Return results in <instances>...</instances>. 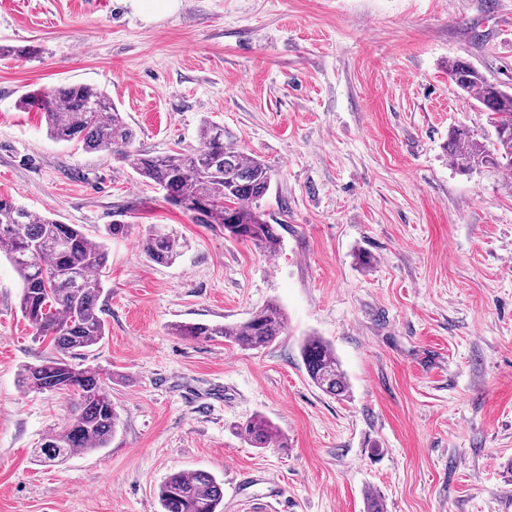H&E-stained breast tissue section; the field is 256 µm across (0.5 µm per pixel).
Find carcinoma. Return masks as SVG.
Returning <instances> with one entry per match:
<instances>
[{
  "instance_id": "1",
  "label": "carcinoma",
  "mask_w": 512,
  "mask_h": 512,
  "mask_svg": "<svg viewBox=\"0 0 512 512\" xmlns=\"http://www.w3.org/2000/svg\"><path fill=\"white\" fill-rule=\"evenodd\" d=\"M448 76L463 95L487 112L495 139H478L460 126L448 139L453 163L465 170L484 167L512 171V92L486 80L469 63L454 60ZM24 112L36 110L45 118L47 135L56 142L77 143L89 152L124 156L134 134L117 106L103 90L85 84L41 88L18 101ZM135 170L144 182L165 191L166 200L180 208L196 199L204 205L191 211L198 224H219L258 249L272 253L279 244L274 225L266 219L260 201L272 181V171L248 154L224 131L206 121L200 145L189 152L141 154ZM148 257L173 263L183 254L173 231L153 227L143 238ZM5 257L22 283L20 311L53 353L20 371L30 391H55L73 397L64 426L46 437L42 461L58 465L76 453H90L109 445L119 416L112 404L108 377L98 370L70 362L73 352L97 344L105 336L97 304L103 292L100 273L108 263V249L77 226L34 215L13 198L0 195V257ZM285 329V314L270 303L243 322L232 324L178 323L173 330L189 340L224 341L244 350L272 345ZM309 378L326 394L344 397L348 382L332 346L309 337L301 347ZM253 448H266L280 438L267 418L254 416L235 426ZM222 484L203 471L177 472L158 491L159 512H221Z\"/></svg>"
}]
</instances>
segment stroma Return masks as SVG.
Instances as JSON below:
<instances>
[{
  "label": "stroma",
  "mask_w": 512,
  "mask_h": 512,
  "mask_svg": "<svg viewBox=\"0 0 512 512\" xmlns=\"http://www.w3.org/2000/svg\"><path fill=\"white\" fill-rule=\"evenodd\" d=\"M1 43L41 53L0 58V193L105 239V335L74 362L111 374L119 426L106 448L39 462L71 399L21 387L51 349L1 259L0 512H159L163 481L196 470L222 482L224 512H365L370 494L385 512H512V173L460 171L446 150L461 125L494 136L448 64L512 88V0H178L156 18L0 0ZM71 83L111 96L127 157L52 141L16 107ZM206 119L271 168L275 253L138 178V154L198 147ZM154 225L185 239L175 263L146 257ZM269 303L286 330L261 350L169 330ZM310 336L335 349L347 397L310 380ZM258 414L287 447L236 434Z\"/></svg>",
  "instance_id": "stroma-1"
}]
</instances>
